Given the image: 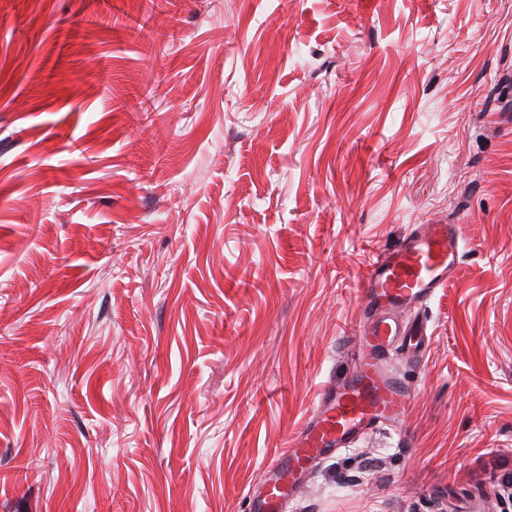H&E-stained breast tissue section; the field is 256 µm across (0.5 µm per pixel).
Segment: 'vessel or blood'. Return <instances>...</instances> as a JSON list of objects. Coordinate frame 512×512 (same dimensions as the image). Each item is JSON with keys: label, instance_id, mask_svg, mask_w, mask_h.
<instances>
[{"label": "vessel or blood", "instance_id": "obj_1", "mask_svg": "<svg viewBox=\"0 0 512 512\" xmlns=\"http://www.w3.org/2000/svg\"><path fill=\"white\" fill-rule=\"evenodd\" d=\"M463 237L456 224H422L399 243L370 257L362 278L356 336L347 356L352 369L331 384L303 423L292 448L276 456L249 493V512H285L303 476L339 449L380 426L399 427L410 394L385 364L397 347L414 356L425 349L423 323L403 320L427 306L456 274Z\"/></svg>", "mask_w": 512, "mask_h": 512}]
</instances>
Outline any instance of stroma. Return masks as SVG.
<instances>
[{
    "mask_svg": "<svg viewBox=\"0 0 512 512\" xmlns=\"http://www.w3.org/2000/svg\"><path fill=\"white\" fill-rule=\"evenodd\" d=\"M435 223L400 428L286 512H512V0H0V512H248Z\"/></svg>",
    "mask_w": 512,
    "mask_h": 512,
    "instance_id": "obj_1",
    "label": "stroma"
}]
</instances>
